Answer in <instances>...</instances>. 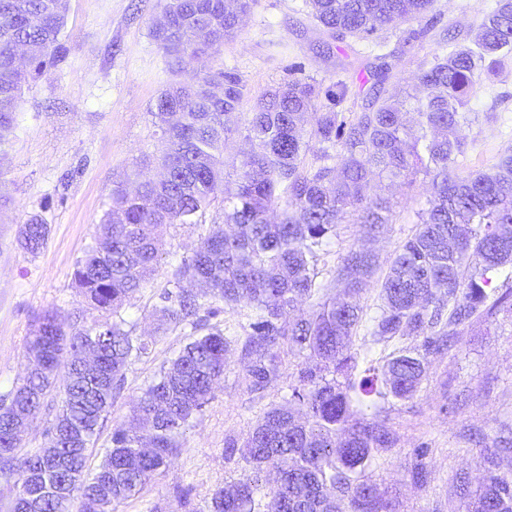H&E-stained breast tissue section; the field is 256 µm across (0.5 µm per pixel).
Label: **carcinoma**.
<instances>
[{
	"label": "carcinoma",
	"instance_id": "1",
	"mask_svg": "<svg viewBox=\"0 0 512 512\" xmlns=\"http://www.w3.org/2000/svg\"><path fill=\"white\" fill-rule=\"evenodd\" d=\"M433 3L309 0L325 31L358 37L419 19ZM65 17L60 0H0V132L14 124L25 88L63 58ZM237 25L226 0H164L153 36L175 64L187 52L220 51ZM509 60L512 0H498L472 43L434 52L420 66L417 83L387 94L390 64L380 62L362 112L352 120L335 110L345 85L325 91L329 106L320 112L313 85L281 83L251 110L245 131L253 149L233 182L224 180V139L232 132L228 116L243 104L240 76L224 71L169 85L151 111L166 141L165 176L134 193L121 182L113 185L94 244L73 271L82 302L99 317L67 329L56 312L39 314L25 341L32 367L0 400V472L9 483L11 512H73L90 495L113 512L138 494L168 466L190 420L223 379L233 337L214 319L242 302L249 309L243 329L250 391L263 393L277 381L283 342L307 362L288 398L264 412L244 445L251 476L230 492L216 490L207 512H394L365 475L373 454L394 439L381 418L385 407L366 416L364 396L374 393L384 402L413 396L426 374V356L450 345L457 327L485 304L492 275L512 266V154L500 155L488 170L461 175L454 168L465 149L457 128L466 119L470 91ZM408 106L423 131L411 145L402 120ZM306 112L314 115L309 130L300 125ZM337 144L335 157L329 148ZM383 175L408 186L421 175L428 194L414 234L381 282L371 337H419L421 351L402 347L389 354L381 366L383 389L368 391L365 381L353 379L352 346L362 321L355 298L375 271L371 253L351 250L337 268L343 298L320 299L294 320L288 314L320 292L314 261L336 236L342 215L357 214L370 232L389 223L391 201L369 194L374 177ZM219 198L224 222L236 233L212 234L181 258L153 306L157 329L187 325L188 341L144 390L133 416L113 424L110 447L92 473V449L126 367L150 349L151 340L133 334L122 310L159 268L157 231L198 223ZM48 235L49 224L35 214L20 226L17 243L35 255ZM54 392L62 396L51 423L58 443L20 453L16 419L34 420ZM145 427L147 451L138 435ZM481 465L483 481L467 512H512V476L495 455L482 456ZM271 466L280 479L266 490L261 474Z\"/></svg>",
	"mask_w": 512,
	"mask_h": 512
}]
</instances>
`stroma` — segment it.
<instances>
[{
	"instance_id": "stroma-1",
	"label": "stroma",
	"mask_w": 512,
	"mask_h": 512,
	"mask_svg": "<svg viewBox=\"0 0 512 512\" xmlns=\"http://www.w3.org/2000/svg\"><path fill=\"white\" fill-rule=\"evenodd\" d=\"M497 0H435L425 18L384 29L368 40L329 36L310 15L309 0H254L236 36L221 51L188 57L178 68L150 33L162 0H68L61 40L66 59L26 89L13 128L0 139V396L24 372L25 340L35 318L54 309L66 323L91 321L72 283L76 261L93 243L108 208L112 187H136L156 177L165 149L151 110L160 93L176 80L188 81L227 69L239 73L244 102L238 127L224 144V176L236 177L235 164L249 149L244 129L257 99L268 89L296 79L320 88L344 83L338 110L345 119L360 112L380 56L391 63L388 90L413 81L420 65L440 48L443 33L453 43L474 39L482 17ZM472 119L459 134L466 151L460 174L487 169L512 150V65L475 86L469 102ZM374 192L392 196L393 217L379 232L344 222L320 252L318 280L330 295L342 291L335 271L346 254L365 248L377 268L357 300L364 317L381 305L380 284L401 244L416 229V213L426 200V185L387 181ZM42 215L50 233L37 254L15 242L20 225ZM215 207L202 223L174 224L162 232L161 267L147 288L135 295L123 316L135 335L154 334L149 354L132 358L124 389L108 415L93 451L94 462L110 445L111 425L127 419L163 366L186 342L183 326L154 332L155 295L164 288L183 256L191 254L212 226L223 223ZM246 306L226 311L218 322L236 330L224 378L204 411L187 427L169 465L114 512H201L217 488L246 479L240 458L225 459L227 441L244 445L257 419L280 403L305 364L298 352L282 353L275 386L251 393L245 379L242 340ZM397 439L380 450L367 472L395 512H463L465 498L454 482L482 477L480 454L512 460V309L481 312L459 328L452 347L429 355L427 375L411 398L392 401L384 412ZM428 446V480L414 484L415 450ZM188 489L187 502L178 493Z\"/></svg>"
}]
</instances>
